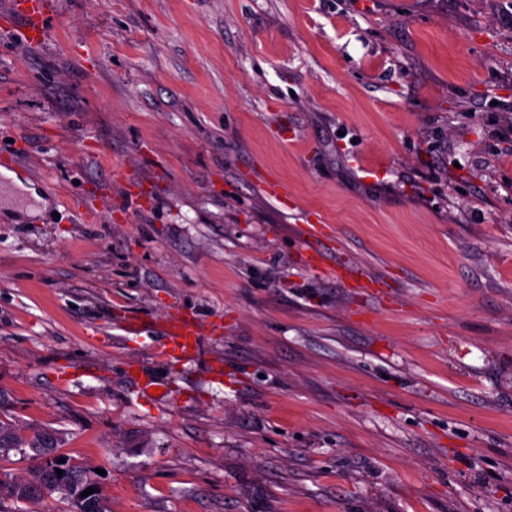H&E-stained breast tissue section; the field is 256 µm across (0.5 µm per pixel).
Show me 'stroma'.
<instances>
[{
    "label": "stroma",
    "mask_w": 512,
    "mask_h": 512,
    "mask_svg": "<svg viewBox=\"0 0 512 512\" xmlns=\"http://www.w3.org/2000/svg\"><path fill=\"white\" fill-rule=\"evenodd\" d=\"M7 2L0 410L111 512H512V0ZM10 10L16 20L22 24L23 37L27 42L45 41L48 34V23L52 13V2L49 0H11ZM26 30L31 34H26ZM155 333L161 339L160 353L178 363L195 358L200 336L203 335L196 316L180 309L168 316Z\"/></svg>",
    "instance_id": "stroma-1"
}]
</instances>
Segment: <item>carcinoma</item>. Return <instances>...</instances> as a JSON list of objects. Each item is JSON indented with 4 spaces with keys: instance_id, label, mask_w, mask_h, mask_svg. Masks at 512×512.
Masks as SVG:
<instances>
[{
    "instance_id": "1",
    "label": "carcinoma",
    "mask_w": 512,
    "mask_h": 512,
    "mask_svg": "<svg viewBox=\"0 0 512 512\" xmlns=\"http://www.w3.org/2000/svg\"><path fill=\"white\" fill-rule=\"evenodd\" d=\"M13 448L30 449L32 452L30 458L34 461V466L29 472V477L26 479L12 482L0 481V499L6 497L17 501L39 502L52 496L53 492L51 491L45 494L29 496L24 493V489L37 480L40 472L54 467L57 464V460L62 457L57 433L52 429H40L26 436L18 430L12 421L0 419V456Z\"/></svg>"
}]
</instances>
